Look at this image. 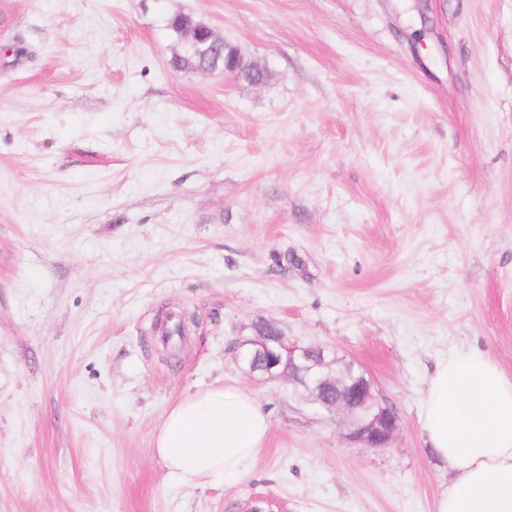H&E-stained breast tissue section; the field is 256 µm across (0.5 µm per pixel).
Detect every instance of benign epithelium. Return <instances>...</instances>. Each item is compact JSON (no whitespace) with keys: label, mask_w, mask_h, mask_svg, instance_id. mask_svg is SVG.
I'll return each instance as SVG.
<instances>
[{"label":"benign epithelium","mask_w":512,"mask_h":512,"mask_svg":"<svg viewBox=\"0 0 512 512\" xmlns=\"http://www.w3.org/2000/svg\"><path fill=\"white\" fill-rule=\"evenodd\" d=\"M188 36L201 45L221 42L201 21L192 25ZM235 360L253 378L286 379L290 385L303 386L311 403L345 419V438L357 447L387 448L399 430L396 413L379 398L364 371L349 378L331 376L330 366L342 360L334 350L290 343L281 334L268 339L255 336L238 343Z\"/></svg>","instance_id":"benign-epithelium-1"}]
</instances>
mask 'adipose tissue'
Masks as SVG:
<instances>
[{"label": "adipose tissue", "instance_id": "adipose-tissue-1", "mask_svg": "<svg viewBox=\"0 0 512 512\" xmlns=\"http://www.w3.org/2000/svg\"><path fill=\"white\" fill-rule=\"evenodd\" d=\"M421 402L423 431L448 470L435 512H512V379L483 352L462 350L438 364ZM269 429L254 396L223 386L178 402L155 448L184 481L233 476Z\"/></svg>", "mask_w": 512, "mask_h": 512}]
</instances>
